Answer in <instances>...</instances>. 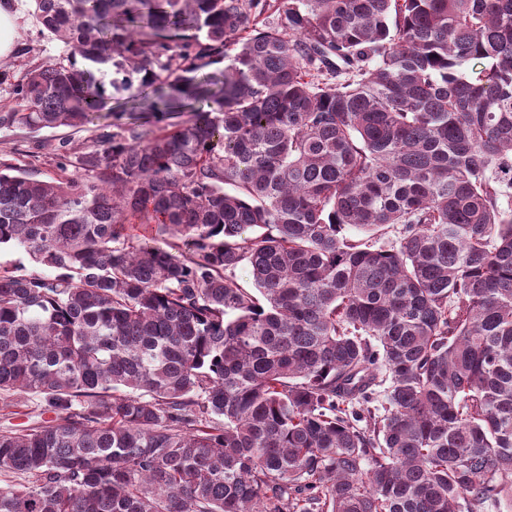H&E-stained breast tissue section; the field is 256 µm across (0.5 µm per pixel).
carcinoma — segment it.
I'll list each match as a JSON object with an SVG mask.
<instances>
[{
	"label": "carcinoma",
	"instance_id": "obj_1",
	"mask_svg": "<svg viewBox=\"0 0 512 512\" xmlns=\"http://www.w3.org/2000/svg\"><path fill=\"white\" fill-rule=\"evenodd\" d=\"M32 2L0 128L93 136L0 161V512L511 507L512 0ZM13 2L18 1L0 3V57L8 55L14 44L17 12ZM31 3L30 0L22 3L20 35L13 52L0 58L4 64L0 72V112H16L21 109L22 105L13 94L12 85L21 79L30 65L53 61L63 55V46L59 42L40 34ZM53 416L42 396L0 393V434L16 433Z\"/></svg>",
	"mask_w": 512,
	"mask_h": 512
}]
</instances>
